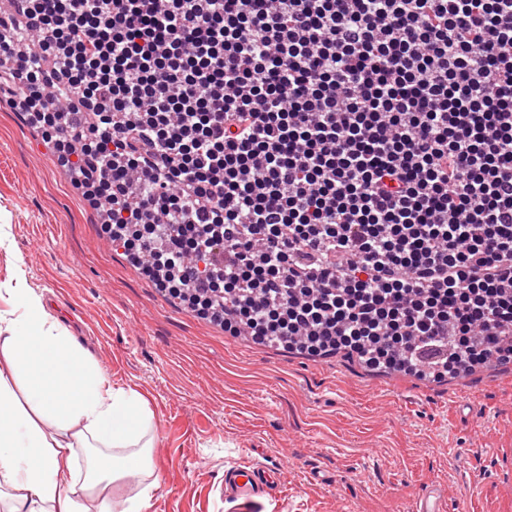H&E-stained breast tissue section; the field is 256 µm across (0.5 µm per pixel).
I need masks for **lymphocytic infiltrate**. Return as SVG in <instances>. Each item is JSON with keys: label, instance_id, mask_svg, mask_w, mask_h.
<instances>
[{"label": "lymphocytic infiltrate", "instance_id": "f902f5d3", "mask_svg": "<svg viewBox=\"0 0 512 512\" xmlns=\"http://www.w3.org/2000/svg\"><path fill=\"white\" fill-rule=\"evenodd\" d=\"M0 93L193 315L512 366V0H11Z\"/></svg>", "mask_w": 512, "mask_h": 512}]
</instances>
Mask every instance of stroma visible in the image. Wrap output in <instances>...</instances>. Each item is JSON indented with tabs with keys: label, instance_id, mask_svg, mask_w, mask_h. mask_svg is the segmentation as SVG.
<instances>
[{
	"label": "stroma",
	"instance_id": "1",
	"mask_svg": "<svg viewBox=\"0 0 512 512\" xmlns=\"http://www.w3.org/2000/svg\"><path fill=\"white\" fill-rule=\"evenodd\" d=\"M0 214V282L23 268L113 386L147 401L161 479L149 512H230L224 472L239 460L282 471L262 512H402L434 484L447 512H504L511 370L421 379L224 335L113 246L52 145L4 102Z\"/></svg>",
	"mask_w": 512,
	"mask_h": 512
}]
</instances>
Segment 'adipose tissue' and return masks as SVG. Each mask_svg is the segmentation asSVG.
Wrapping results in <instances>:
<instances>
[{"instance_id": "ef3b65f1", "label": "adipose tissue", "mask_w": 512, "mask_h": 512, "mask_svg": "<svg viewBox=\"0 0 512 512\" xmlns=\"http://www.w3.org/2000/svg\"><path fill=\"white\" fill-rule=\"evenodd\" d=\"M157 441L146 400L113 387L14 268L0 284V512H148Z\"/></svg>"}]
</instances>
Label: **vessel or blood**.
<instances>
[{"label": "vessel or blood", "mask_w": 512, "mask_h": 512, "mask_svg": "<svg viewBox=\"0 0 512 512\" xmlns=\"http://www.w3.org/2000/svg\"><path fill=\"white\" fill-rule=\"evenodd\" d=\"M280 482L278 469L241 462L225 472V496L233 501L234 512H257L260 498L276 497ZM447 497L445 488L431 487L410 501L407 512H446Z\"/></svg>", "instance_id": "1"}]
</instances>
